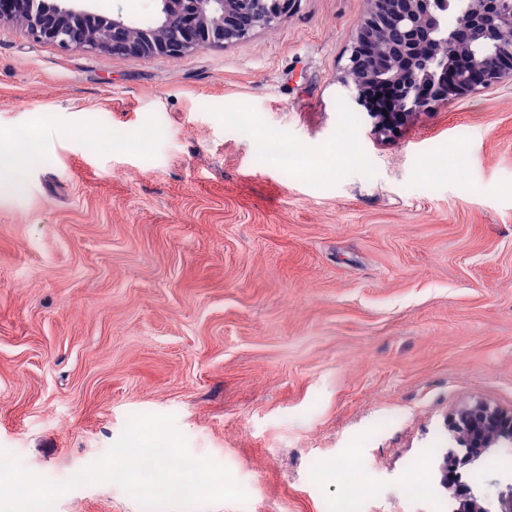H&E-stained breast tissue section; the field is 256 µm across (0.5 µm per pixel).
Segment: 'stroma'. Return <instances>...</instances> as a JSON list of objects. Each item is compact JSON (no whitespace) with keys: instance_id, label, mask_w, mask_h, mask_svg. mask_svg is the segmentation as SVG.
<instances>
[{"instance_id":"obj_1","label":"stroma","mask_w":512,"mask_h":512,"mask_svg":"<svg viewBox=\"0 0 512 512\" xmlns=\"http://www.w3.org/2000/svg\"><path fill=\"white\" fill-rule=\"evenodd\" d=\"M365 15L301 0L155 59L0 28V450L61 482L166 414L250 491L192 512H448L409 486L449 417L512 411V82L375 135L343 82ZM465 480L496 496L512 454ZM54 512L145 510L104 482Z\"/></svg>"}]
</instances>
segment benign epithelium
Returning <instances> with one entry per match:
<instances>
[{"label":"benign epithelium","mask_w":512,"mask_h":512,"mask_svg":"<svg viewBox=\"0 0 512 512\" xmlns=\"http://www.w3.org/2000/svg\"><path fill=\"white\" fill-rule=\"evenodd\" d=\"M148 22L108 17L76 0H0V26L22 21L36 41L83 47L114 57H177L190 50L244 42L295 11L299 0H158ZM512 80V0H367L345 66L361 106L369 87L395 92L396 112H372L374 131L398 133L410 118L449 100ZM497 448H512V412L476 403L451 415L448 448L437 466L454 512H512V490L492 510L462 471Z\"/></svg>","instance_id":"7a95c632"}]
</instances>
